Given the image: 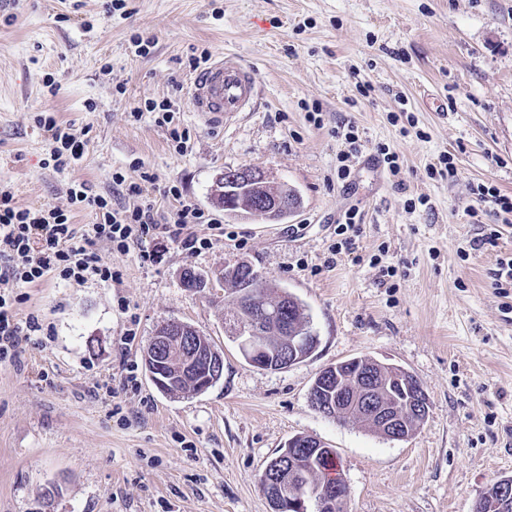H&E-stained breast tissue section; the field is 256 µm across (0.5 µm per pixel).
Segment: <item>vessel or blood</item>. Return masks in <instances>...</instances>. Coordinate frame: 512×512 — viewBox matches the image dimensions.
Returning <instances> with one entry per match:
<instances>
[{
  "label": "vessel or blood",
  "instance_id": "obj_1",
  "mask_svg": "<svg viewBox=\"0 0 512 512\" xmlns=\"http://www.w3.org/2000/svg\"><path fill=\"white\" fill-rule=\"evenodd\" d=\"M259 94L254 74L233 56H222L191 79L188 100L208 125L221 127L250 108Z\"/></svg>",
  "mask_w": 512,
  "mask_h": 512
}]
</instances>
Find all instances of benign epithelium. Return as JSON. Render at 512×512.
Returning <instances> with one entry per match:
<instances>
[{"instance_id": "1", "label": "benign epithelium", "mask_w": 512, "mask_h": 512, "mask_svg": "<svg viewBox=\"0 0 512 512\" xmlns=\"http://www.w3.org/2000/svg\"><path fill=\"white\" fill-rule=\"evenodd\" d=\"M268 186L264 172L258 168L241 167L224 171L216 182L214 194L236 196V200L228 202L225 211L262 223H276L295 208L294 193L288 187L281 186L275 190L256 196V193ZM226 305V335L239 341L240 346L252 357L258 358L270 348L266 342V329L275 323L282 309L270 307L267 302L252 300L254 309L244 310L240 297L236 295L224 298ZM311 342L310 336L300 329L283 330L276 344L279 355L280 369H287L307 357V349ZM148 355L153 359L155 369L151 377L163 381L162 366L179 369V374L191 372L198 376L195 386L203 392L220 380L224 372V358L211 349L202 347L198 337L190 335V328L180 321H169L160 325L152 337ZM361 397L346 395L344 389L336 390V400L327 407L317 396L310 395L309 401L314 408L326 414L330 411L339 413L344 405L357 410L360 417L379 418V432L390 440H405L413 435V430L398 415L406 411V407L397 401L378 404L372 396L373 388L369 381L356 384ZM320 441L299 436L290 439L285 450L273 457L265 470L266 497L272 512H347L348 487L345 480L331 476V481L320 483L318 487L310 485L299 468L301 452L316 450ZM490 510L499 512L512 501V477L499 480L491 495Z\"/></svg>"}]
</instances>
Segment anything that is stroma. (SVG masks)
<instances>
[{"label":"stroma","mask_w":512,"mask_h":512,"mask_svg":"<svg viewBox=\"0 0 512 512\" xmlns=\"http://www.w3.org/2000/svg\"><path fill=\"white\" fill-rule=\"evenodd\" d=\"M109 3L11 0L14 21L0 23V189L24 207L69 211L76 224L95 219L70 203L81 183L116 209L151 205L160 224L185 202L224 236L197 254L170 242L125 254L100 243L118 282L20 289V318L41 330L0 363V512H270L258 475L300 434L336 450L349 512H474L512 477V288L494 285L497 258L512 256V213H469L473 186L512 196V0ZM137 37L153 40L149 55L136 54ZM203 53L235 55L258 80L252 109L225 128L187 100L188 60ZM48 74L57 93L42 84ZM149 100L167 101L172 125L131 116ZM44 110L86 141L62 173L35 123ZM174 125L188 135L185 151ZM383 147L398 155V176L366 166ZM448 159L450 179L439 174ZM247 166L298 194L284 223L216 203L224 170ZM145 170L152 181L129 194ZM116 172L125 185L113 184ZM352 208L360 233L345 248L337 227ZM144 249L156 260L142 261ZM241 261L305 304L319 338L308 358L254 367L225 333L226 285L180 283L183 268L213 274ZM168 320L223 354L207 391L173 396L150 378L144 351ZM352 357L418 378L429 412L415 436L390 440L310 406L318 373Z\"/></svg>","instance_id":"stroma-1"}]
</instances>
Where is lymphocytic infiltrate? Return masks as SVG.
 Returning <instances> with one entry per match:
<instances>
[{
  "instance_id": "lymphocytic-infiltrate-1",
  "label": "lymphocytic infiltrate",
  "mask_w": 512,
  "mask_h": 512,
  "mask_svg": "<svg viewBox=\"0 0 512 512\" xmlns=\"http://www.w3.org/2000/svg\"><path fill=\"white\" fill-rule=\"evenodd\" d=\"M36 122L51 136L56 171H65L82 159L85 142L71 126L59 124L46 112L38 115ZM70 201L76 207L92 209L95 223L75 227L70 215L60 208H24L10 191H0V362L13 360L21 342L40 329L35 320L19 319L16 289L41 283L49 276L78 284L119 281V272L94 252L96 243L126 253L132 245L161 238L191 254L213 244L212 238L191 232V225L210 223L211 218L189 204L177 211L174 223L159 224L151 206L118 211L104 197L90 195L82 184L72 189Z\"/></svg>"
}]
</instances>
